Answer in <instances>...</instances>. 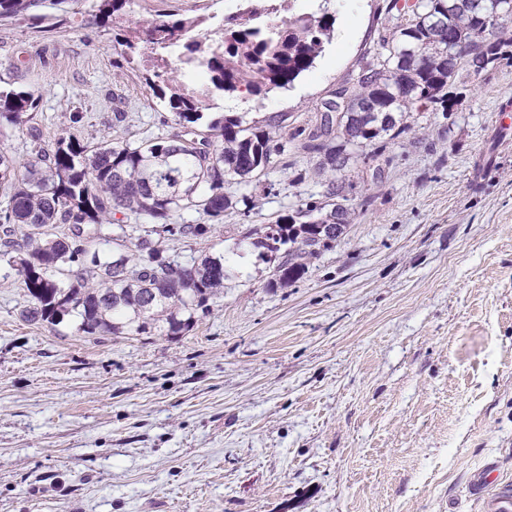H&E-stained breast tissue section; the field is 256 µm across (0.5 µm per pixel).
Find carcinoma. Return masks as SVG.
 <instances>
[{"label":"carcinoma","mask_w":512,"mask_h":512,"mask_svg":"<svg viewBox=\"0 0 512 512\" xmlns=\"http://www.w3.org/2000/svg\"><path fill=\"white\" fill-rule=\"evenodd\" d=\"M73 2L0 0V26L24 17L60 26ZM246 2L212 38L203 15L172 10L142 22L129 15L130 0H93L96 23L112 29L127 63L143 65L144 80L169 108L176 132L168 136L118 135L93 149L68 136L49 150L29 125L38 97L0 88V132L25 127L34 142L25 160L0 153V184L8 189L0 206V258L23 277L30 298L21 311L25 319L57 326L74 317V333L83 336H183L224 293L231 275L224 254L186 258L164 243L202 241L217 232L224 216L249 217L272 191L265 177L285 146L237 112L206 118L204 111L215 92L265 98L291 88L314 67L335 24L329 0L289 16L281 15L288 0ZM482 2L478 16L472 0H418L408 23L380 40L353 89L328 102L329 113L299 142L301 150L318 155V172L333 174L326 201H305L243 236L259 260L272 264L271 287L301 280L345 234V186L334 174L358 150L403 134L405 112L418 103L452 111L449 88L468 60L450 53L434 17H442L456 43L485 48L493 64L512 46V0ZM231 184L248 192L226 191ZM182 211L199 221L174 222ZM118 214L147 223L124 224ZM21 226L28 232L19 240ZM95 240L112 248L92 252Z\"/></svg>","instance_id":"carcinoma-1"}]
</instances>
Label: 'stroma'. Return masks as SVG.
Segmentation results:
<instances>
[{
	"label": "stroma",
	"mask_w": 512,
	"mask_h": 512,
	"mask_svg": "<svg viewBox=\"0 0 512 512\" xmlns=\"http://www.w3.org/2000/svg\"><path fill=\"white\" fill-rule=\"evenodd\" d=\"M414 0H331L335 33L293 87L214 96L218 112L310 130ZM243 0H134L131 16L237 12ZM0 85L35 91L43 146L165 135L169 110L77 0L66 24L0 27ZM406 117L341 172L351 222L303 279L236 253L253 225L320 198L287 147L273 192L198 253L224 251L223 296L183 336H78L25 321L0 262V512H484L468 486L512 481V58ZM381 175H374V168ZM309 177L294 183L295 170Z\"/></svg>",
	"instance_id": "stroma-1"
}]
</instances>
